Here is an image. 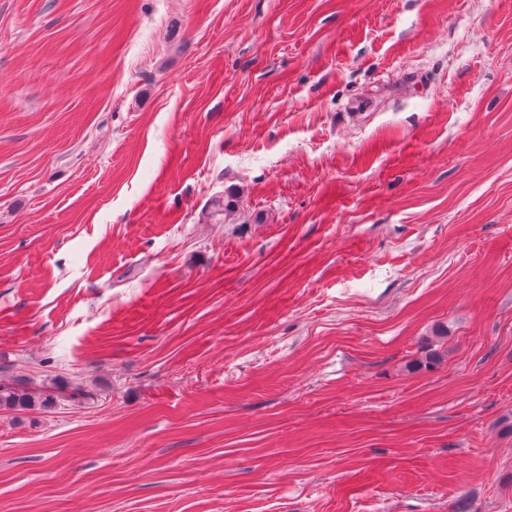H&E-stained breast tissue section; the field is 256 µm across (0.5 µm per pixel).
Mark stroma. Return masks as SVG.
Wrapping results in <instances>:
<instances>
[{"mask_svg":"<svg viewBox=\"0 0 512 512\" xmlns=\"http://www.w3.org/2000/svg\"><path fill=\"white\" fill-rule=\"evenodd\" d=\"M0 384V512H512V0H0ZM46 404V399L36 397L25 389L0 385V410H38Z\"/></svg>","mask_w":512,"mask_h":512,"instance_id":"stroma-1","label":"stroma"}]
</instances>
